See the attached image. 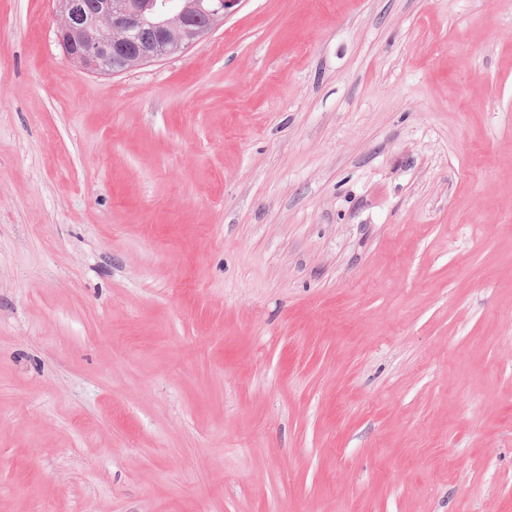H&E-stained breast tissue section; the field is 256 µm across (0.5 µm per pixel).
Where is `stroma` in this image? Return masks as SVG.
<instances>
[{
	"mask_svg": "<svg viewBox=\"0 0 512 512\" xmlns=\"http://www.w3.org/2000/svg\"><path fill=\"white\" fill-rule=\"evenodd\" d=\"M59 20L0 0V512H512V0ZM58 43L66 56L95 73H119L189 48L208 36L241 0H205L193 7L178 0H59ZM148 16L158 20L140 27Z\"/></svg>",
	"mask_w": 512,
	"mask_h": 512,
	"instance_id": "stroma-1",
	"label": "stroma"
}]
</instances>
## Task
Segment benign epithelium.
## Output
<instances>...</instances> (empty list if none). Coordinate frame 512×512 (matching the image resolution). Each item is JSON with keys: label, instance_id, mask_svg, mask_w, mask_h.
I'll use <instances>...</instances> for the list:
<instances>
[{"label": "benign epithelium", "instance_id": "obj_1", "mask_svg": "<svg viewBox=\"0 0 512 512\" xmlns=\"http://www.w3.org/2000/svg\"><path fill=\"white\" fill-rule=\"evenodd\" d=\"M241 0H59L58 43L66 56L95 73H119L189 48L208 36ZM153 17L152 42L138 31Z\"/></svg>", "mask_w": 512, "mask_h": 512}]
</instances>
